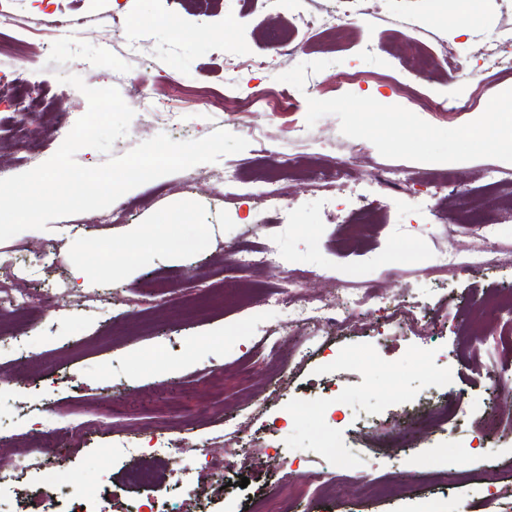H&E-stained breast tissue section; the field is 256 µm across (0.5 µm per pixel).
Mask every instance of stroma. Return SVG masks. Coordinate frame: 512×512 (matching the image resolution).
<instances>
[{
  "label": "stroma",
  "mask_w": 512,
  "mask_h": 512,
  "mask_svg": "<svg viewBox=\"0 0 512 512\" xmlns=\"http://www.w3.org/2000/svg\"><path fill=\"white\" fill-rule=\"evenodd\" d=\"M455 7L371 0L359 21L313 33L291 0H12L14 23L0 29V166L11 174L29 169L16 125L38 134L45 161L86 113V97L58 80L68 73L116 87L133 109L113 155L160 133L190 140L219 128L249 145L125 193L115 221L79 213L0 242V286L64 293L51 309H0V430L12 437L0 470L38 455L44 463L21 489L78 494L103 482L108 512H155L161 498L187 512V488L166 479L135 487L130 471L151 463L161 435L179 441L166 469L200 467L204 454H224L225 426L240 425L254 453L276 448L288 463L214 473L224 493L206 512H252L285 493L293 512H512V395L487 375L492 367L512 378V352L498 341L512 317L468 310L512 291V160L471 152L466 139L483 113L512 110V45L502 44L512 0H484L479 24H446ZM61 11L83 17L78 34L53 33ZM286 36L299 45L290 57L276 52ZM414 47L437 59L453 50L466 67L413 78L405 66ZM23 66L41 84L34 105L14 98ZM341 73L353 82H339ZM157 98L177 121L149 110ZM427 99L445 111H428ZM463 102L468 111H458ZM397 114L412 120L414 139L393 129ZM108 155L84 147L75 159L93 167ZM286 156L318 172L281 180L288 210L224 194L215 181L224 169L276 168ZM344 160L347 184L323 182ZM451 168L460 185L437 200L435 183ZM390 172L401 186L379 189ZM360 194L380 201L376 223H361ZM336 196L344 203L332 213ZM183 210L204 249L160 248L131 271L99 264L74 279L75 257L95 242ZM269 242L280 260L265 265L258 248ZM486 248L490 265L438 266L441 252ZM300 270L306 297L343 302L374 285L381 298L338 331L289 326L267 296ZM430 376L438 394L424 401ZM448 399L461 404L454 429L434 419ZM491 408L505 423L489 437ZM42 430L56 431V447H39L33 434ZM394 433L404 447H386ZM318 474L329 483L317 485Z\"/></svg>",
  "instance_id": "1"
}]
</instances>
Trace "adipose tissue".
Returning a JSON list of instances; mask_svg holds the SVG:
<instances>
[{
	"instance_id": "1",
	"label": "adipose tissue",
	"mask_w": 512,
	"mask_h": 512,
	"mask_svg": "<svg viewBox=\"0 0 512 512\" xmlns=\"http://www.w3.org/2000/svg\"><path fill=\"white\" fill-rule=\"evenodd\" d=\"M496 122L512 126V116L507 118L503 113L496 112L492 117L478 120L469 128L467 142L474 151H493L512 157V133L505 136L492 135L490 127ZM187 222L188 218L184 215L176 218L160 215L153 223L138 225L123 242H99L95 254L103 264L115 270L129 267L137 257L161 244L177 252L203 248L205 242L202 238L186 232Z\"/></svg>"
}]
</instances>
